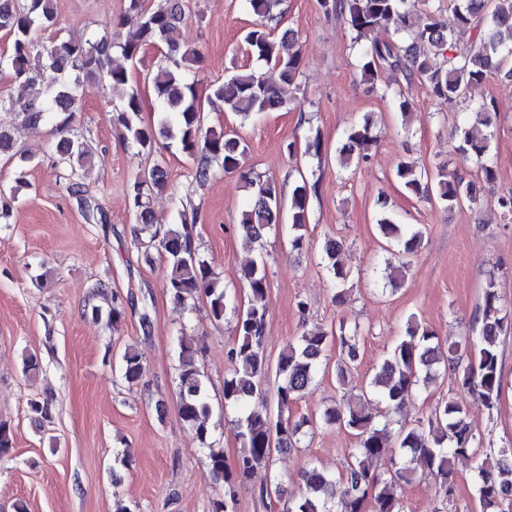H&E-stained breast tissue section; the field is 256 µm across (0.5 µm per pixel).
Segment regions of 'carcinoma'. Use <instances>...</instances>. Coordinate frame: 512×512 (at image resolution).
I'll return each instance as SVG.
<instances>
[{
	"label": "carcinoma",
	"instance_id": "1",
	"mask_svg": "<svg viewBox=\"0 0 512 512\" xmlns=\"http://www.w3.org/2000/svg\"><path fill=\"white\" fill-rule=\"evenodd\" d=\"M319 3L326 14L344 22L356 42L386 23L394 24L392 34L374 38L364 50L361 75L367 81L376 83L381 72L396 71L406 82L418 81L426 86L436 101L465 100L471 88L482 84L490 74L512 85V0H448V14L427 11L418 20L411 0ZM249 4L257 20L244 42L248 56L266 69L241 70L212 86L206 97L209 102H223L224 111L244 118L278 110L295 101L302 62L299 52L284 50V43L294 38V31L287 29L277 38L267 27L266 21L272 18L279 0H249ZM184 15L183 0H163L154 10L145 9L142 0H128L126 12L112 26V32L92 38H62L45 45L40 36L41 31L54 24L53 0H0V32L12 38V51L0 56V68L11 71L15 79L32 90L24 100H11L9 105L23 115L24 124L32 129L62 114L59 127L63 129L77 109L80 77L101 68L112 50L117 48L124 60L136 62L143 47L164 45L165 63L152 76L160 100L157 122L148 125L141 121V97L134 89L126 93L114 118L124 128L126 140L143 150L150 152L161 144L176 143L192 160L194 177L199 182L208 179L214 162L221 164L224 172L244 178L252 195L240 214L238 228L247 243H255L266 230L281 223L280 193L273 180L252 177L245 170L247 145L243 140L222 130L202 133L201 96L187 70V62L197 58L198 53L183 48L172 38ZM128 22L135 24L137 37L121 42L119 29ZM433 49L443 56L442 63L431 60ZM470 112L475 114V124L462 131L455 151L463 163H479L481 179L491 185L496 173L485 159L492 151L490 128L497 120V103L492 97L473 102ZM373 143L371 121L366 117L350 130L347 145L339 149L340 165H348L353 154L357 162H368ZM57 150L72 170L90 163L94 155L88 144L70 139L60 140ZM286 150L292 157L301 153L322 159L328 147L320 133L311 130L303 151H298L294 140L286 144ZM395 179L407 192L449 209L480 204L477 184L465 167L452 172L441 170L432 177L401 162ZM165 187V174L158 164L137 175L129 186L137 246L145 255L154 249L167 257L170 269L166 291L175 305L184 308L190 299L203 296L213 320L223 321L229 310L236 316V339L230 355L239 361V367L224 377V403L242 412L240 451L233 473L225 468L223 452H209L210 474L226 486L224 499L214 502L212 512H229L235 498V479L268 466L273 451L285 452L294 447L317 423L351 429L359 438V446L349 449L347 465L333 479L315 468L304 471L305 491L296 497L288 496L287 512H402L397 485L417 477L416 469L405 462L408 455L419 460L426 473L439 479V493L445 501L453 495L451 459L475 458V480L483 512H512V448L485 449L467 421L463 402L442 401L433 407L427 422L410 427L395 429L391 420L405 396L433 379L439 365L458 376L461 386L474 393L488 412L498 409L503 392L498 338L504 327L512 324V312L505 309L494 280H489L484 290L477 317L481 324L479 336H463L444 347L434 331L415 321L408 323L406 335L370 382L369 393L377 397L379 405L376 414L362 402H348L326 408L318 422L290 416V406L314 383L330 342H336L342 355L339 375H344L358 357L357 325L351 329L339 326V334L334 337L321 329L302 333L280 355L276 368L278 412L273 416L266 401L256 398L255 383L256 377L267 370L264 267L255 260L243 267L248 303L243 309L235 305L224 281L198 255L193 245V225L186 215H181L180 224L163 229L155 226L152 194ZM317 193L318 183L305 179L292 192L289 221L294 250H301L306 244L302 230L308 224L310 199ZM378 227L388 246H396L406 255L418 250L421 233L416 227L398 224L388 214L378 220ZM342 250L343 243L336 239H328L322 246L326 269L338 288L347 280V272L338 261ZM180 347L179 417L205 444L210 438L207 388L195 364V349L188 343ZM141 370L140 353L126 351L120 362L124 379L130 384L138 382ZM378 417L384 422H376ZM375 462L382 463L383 470H372ZM337 483L343 487L339 499L323 498L327 488Z\"/></svg>",
	"mask_w": 512,
	"mask_h": 512
}]
</instances>
